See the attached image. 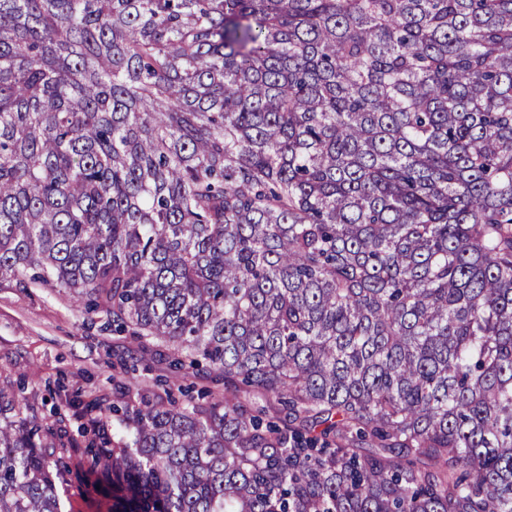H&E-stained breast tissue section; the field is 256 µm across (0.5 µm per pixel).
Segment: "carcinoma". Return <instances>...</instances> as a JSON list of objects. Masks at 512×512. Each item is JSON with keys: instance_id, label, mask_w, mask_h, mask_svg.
<instances>
[{"instance_id": "1", "label": "carcinoma", "mask_w": 512, "mask_h": 512, "mask_svg": "<svg viewBox=\"0 0 512 512\" xmlns=\"http://www.w3.org/2000/svg\"><path fill=\"white\" fill-rule=\"evenodd\" d=\"M224 396L0 387V512H512V0H0V281Z\"/></svg>"}]
</instances>
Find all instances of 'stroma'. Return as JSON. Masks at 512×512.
<instances>
[{
	"label": "stroma",
	"mask_w": 512,
	"mask_h": 512,
	"mask_svg": "<svg viewBox=\"0 0 512 512\" xmlns=\"http://www.w3.org/2000/svg\"><path fill=\"white\" fill-rule=\"evenodd\" d=\"M132 345L130 336L113 331L111 317L90 311L86 299L66 289L0 284V375L42 416L64 417L68 430H76L83 406L92 403L115 424L112 393L119 384L161 396L174 383L195 393L223 387L218 375L176 369L148 348L125 367L120 358Z\"/></svg>",
	"instance_id": "35a3bbf8"
}]
</instances>
